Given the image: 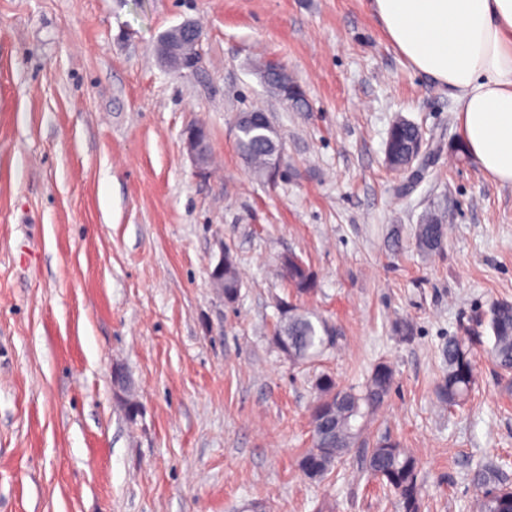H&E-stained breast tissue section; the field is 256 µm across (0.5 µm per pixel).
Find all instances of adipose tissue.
I'll list each match as a JSON object with an SVG mask.
<instances>
[{
    "label": "adipose tissue",
    "mask_w": 512,
    "mask_h": 512,
    "mask_svg": "<svg viewBox=\"0 0 512 512\" xmlns=\"http://www.w3.org/2000/svg\"><path fill=\"white\" fill-rule=\"evenodd\" d=\"M392 44L459 103L461 140L512 182V0H371Z\"/></svg>",
    "instance_id": "ef3b65f1"
}]
</instances>
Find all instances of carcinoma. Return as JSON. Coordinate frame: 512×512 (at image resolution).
Returning a JSON list of instances; mask_svg holds the SVG:
<instances>
[{
	"label": "carcinoma",
	"instance_id": "1",
	"mask_svg": "<svg viewBox=\"0 0 512 512\" xmlns=\"http://www.w3.org/2000/svg\"><path fill=\"white\" fill-rule=\"evenodd\" d=\"M237 147L253 173L267 178L269 164L283 146L274 127L238 120ZM424 133L417 124L398 119L390 127L386 155L401 166L417 158V142ZM447 238V227L434 215L415 226L414 239L419 251L431 255L440 251ZM281 275L296 294L309 295L317 290V280L302 259L288 254L281 259ZM241 281L237 261L224 252V302L236 303ZM279 320L274 339L277 348L294 362H308L326 348L335 345V330L322 317L287 300L278 303ZM493 343L489 354L502 370L512 371V302L495 301L490 309ZM481 337H448L441 348L444 365L436 387L440 403L452 409L463 405L477 381L475 346ZM394 371L386 362L375 364L366 382L358 389L342 388L328 373L315 383L318 396L311 411L312 446L299 461V468L311 480L321 481L354 451L361 454L365 471L394 494L396 512H421L418 462L400 442L384 434L372 440L368 427L389 396ZM479 491V512H512V483L498 469L483 465L472 473Z\"/></svg>",
	"mask_w": 512,
	"mask_h": 512
}]
</instances>
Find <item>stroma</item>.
Wrapping results in <instances>:
<instances>
[{
  "instance_id": "obj_1",
  "label": "stroma",
  "mask_w": 512,
  "mask_h": 512,
  "mask_svg": "<svg viewBox=\"0 0 512 512\" xmlns=\"http://www.w3.org/2000/svg\"><path fill=\"white\" fill-rule=\"evenodd\" d=\"M187 20L203 61L181 75L157 43ZM270 57L304 111L264 88ZM256 108L284 144L272 183L236 146ZM400 117L432 139L426 166L386 167ZM459 137L457 101L369 0H0V512H392L356 459L298 468L316 376L356 386L380 361L395 383L371 433L417 457L422 512H476L479 464L512 478V390L485 355L465 407L434 383L448 337L490 338L491 303L512 302V183L454 155ZM433 211L448 238L426 256L413 229ZM226 249L231 306L209 279ZM288 252L318 283L301 306L338 332L312 364L273 343ZM207 128L201 123H193L183 131V144L188 155L192 158L199 174L206 173L208 165ZM212 270H224V291L223 283H219L212 278ZM210 280L213 288H219L218 291L224 297L226 304L236 303L240 296L241 281L237 272V261L229 250L223 251L219 256L218 261L210 271Z\"/></svg>"
}]
</instances>
